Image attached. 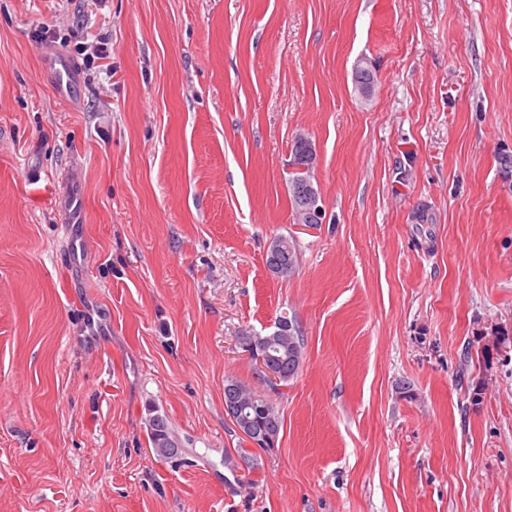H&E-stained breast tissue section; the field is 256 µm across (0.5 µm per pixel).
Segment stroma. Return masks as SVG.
Listing matches in <instances>:
<instances>
[{
	"label": "stroma",
	"mask_w": 512,
	"mask_h": 512,
	"mask_svg": "<svg viewBox=\"0 0 512 512\" xmlns=\"http://www.w3.org/2000/svg\"><path fill=\"white\" fill-rule=\"evenodd\" d=\"M101 33L59 99L44 48ZM300 133L321 224L292 213ZM503 151L512 0H0V512H512ZM282 315L302 363L249 468L224 382ZM61 224H85L86 210L82 193L72 187L61 201ZM288 243V254L290 258L296 262V251L293 243H290L287 237H283ZM284 251V253H282ZM288 254L283 248L282 243L279 239H271L267 245L265 263L268 271L275 277H282L288 275L292 269L293 263L288 261ZM289 274L288 276H290ZM282 277V278H288Z\"/></svg>",
	"instance_id": "35a3bbf8"
}]
</instances>
